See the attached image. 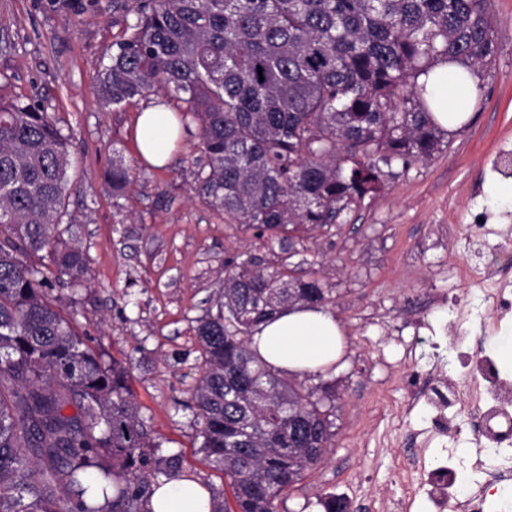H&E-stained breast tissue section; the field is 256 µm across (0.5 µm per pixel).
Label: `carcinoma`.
Wrapping results in <instances>:
<instances>
[{
  "mask_svg": "<svg viewBox=\"0 0 512 512\" xmlns=\"http://www.w3.org/2000/svg\"><path fill=\"white\" fill-rule=\"evenodd\" d=\"M485 0H150L98 75L104 107L151 94L197 126L198 194L224 223L280 241L330 228L400 165L440 146L417 77L494 61ZM70 143L35 100L0 84V512H146L183 474L144 427L127 370L107 366L50 295L86 259L62 225ZM119 194L132 169L112 163ZM224 265L198 321L200 451L224 473L212 512H277L332 444L336 389L279 375L252 346L290 306L322 305L311 276Z\"/></svg>",
  "mask_w": 512,
  "mask_h": 512,
  "instance_id": "carcinoma-1",
  "label": "carcinoma"
}]
</instances>
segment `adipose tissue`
<instances>
[{
	"label": "adipose tissue",
	"mask_w": 512,
	"mask_h": 512,
	"mask_svg": "<svg viewBox=\"0 0 512 512\" xmlns=\"http://www.w3.org/2000/svg\"><path fill=\"white\" fill-rule=\"evenodd\" d=\"M424 100L443 130L459 129L470 117L477 95V79L466 65L442 62L420 75ZM179 143L177 115L164 105L151 104L140 112L135 127L139 159L155 167L167 164ZM343 331L335 317L319 306L297 305L261 325L253 342L274 369L318 373L331 368L342 349ZM147 512H211V493L197 479L185 475L161 482L145 504Z\"/></svg>",
	"instance_id": "adipose-tissue-1"
}]
</instances>
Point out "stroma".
I'll return each instance as SVG.
<instances>
[{"label":"stroma","mask_w":512,"mask_h":512,"mask_svg":"<svg viewBox=\"0 0 512 512\" xmlns=\"http://www.w3.org/2000/svg\"><path fill=\"white\" fill-rule=\"evenodd\" d=\"M0 0V90L38 101L70 142L64 223L87 260L81 287L55 286L74 311L88 344L128 370L140 416L163 449L204 486H225L199 450L194 389L203 358L197 322L217 311L224 264L240 254L275 268L291 261L297 275L315 269L330 294L325 307L344 332L342 355L306 385L337 382L335 436L325 459L278 503V512H325L331 495L353 512H389L403 496L399 467L454 470L458 483L445 512L476 491L478 443L467 402L448 409L451 433L436 431L424 403L409 404L407 385L438 369L460 388L474 355L457 344L448 311L483 336L487 355L512 378L499 341L512 334V312L500 313L461 264L491 262L512 246V200L495 193L512 182V0H487L495 60L478 76L471 118L442 137L430 160L385 177L378 191L345 211L337 224L290 248H266L254 228L225 223L196 193L202 166L197 127L182 130L179 150L160 168L138 160L133 128L145 100L102 107L97 79L112 44L137 17L142 0ZM134 169L123 195L112 192L113 161ZM483 223V236L467 227Z\"/></svg>","instance_id":"obj_1"}]
</instances>
